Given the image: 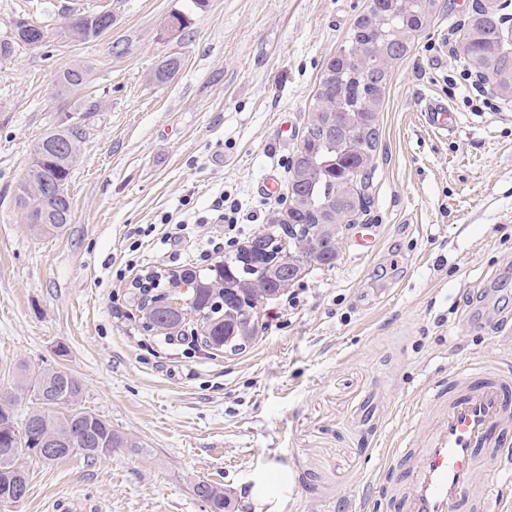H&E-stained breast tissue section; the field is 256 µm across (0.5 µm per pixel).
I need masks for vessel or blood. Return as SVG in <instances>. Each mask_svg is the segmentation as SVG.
<instances>
[{
  "label": "vessel or blood",
  "instance_id": "obj_1",
  "mask_svg": "<svg viewBox=\"0 0 512 512\" xmlns=\"http://www.w3.org/2000/svg\"><path fill=\"white\" fill-rule=\"evenodd\" d=\"M423 117L440 135L457 126L438 100L426 102ZM423 398L437 420L425 438L408 437L394 450L408 463L390 490L396 512H505L488 493L486 464L500 459L512 474V373L470 361Z\"/></svg>",
  "mask_w": 512,
  "mask_h": 512
}]
</instances>
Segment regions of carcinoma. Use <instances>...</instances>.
Listing matches in <instances>:
<instances>
[{"mask_svg": "<svg viewBox=\"0 0 512 512\" xmlns=\"http://www.w3.org/2000/svg\"><path fill=\"white\" fill-rule=\"evenodd\" d=\"M435 0H382L373 10L358 17L351 34L336 56L326 64L320 77L317 102L311 108L298 153L307 154V168L291 170L296 193L288 207V221L268 224L267 240L276 245L284 238L288 253L278 257L272 276L261 281L240 260V254L228 255L205 272L188 269L173 278L189 285L182 295L185 304L174 306L156 302L148 308L149 318L160 329L185 321L187 311L200 316V332L214 350L225 345L250 344L253 315L226 301L232 290L259 281V287L246 291L249 299L259 302L283 288L285 274L305 264L331 265L336 261L339 238L331 213H352L357 192L354 178L376 150L378 128L368 113L378 112L391 61L403 57L394 50L396 44H411L433 14ZM82 23L79 36L63 28L59 36L70 41H91L112 29V15L105 11L78 14ZM13 29L23 30L25 38L45 40L43 27L25 19L17 20ZM463 52L468 64L492 83L504 98H512V57L501 50L494 27L468 28ZM180 69L176 57L165 58L154 71L153 80L165 83ZM85 66L71 65L58 76L63 93L80 89L88 82ZM343 112L342 130L318 137L313 122L324 112ZM78 126L56 127L45 134L36 147L37 161L26 169L14 189V206L27 214L25 224L35 234L65 231L71 223L72 203L67 185L79 160L81 140ZM82 385L64 368L24 369L16 383V393L0 402V503L17 504L27 492V474H17L14 462L21 455L44 458L49 448L59 452L52 461L80 455L86 460L99 458L101 448H128L137 453L140 447L100 416L80 408ZM29 396L38 407L28 413L23 431L15 426L13 406ZM75 435L82 439L76 449H63L60 440ZM194 494L209 504L211 512H226L231 501L224 491L204 480L193 486Z\"/></svg>", "mask_w": 512, "mask_h": 512, "instance_id": "1", "label": "carcinoma"}]
</instances>
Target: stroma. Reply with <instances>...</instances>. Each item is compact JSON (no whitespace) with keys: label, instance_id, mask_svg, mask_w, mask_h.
<instances>
[{"label":"stroma","instance_id":"35a3bbf8","mask_svg":"<svg viewBox=\"0 0 512 512\" xmlns=\"http://www.w3.org/2000/svg\"><path fill=\"white\" fill-rule=\"evenodd\" d=\"M482 3L436 0L390 66L365 210L335 264L259 305L255 340L227 355L194 320L178 336L145 330L132 284L220 262L218 199L241 203L245 242L283 210L322 70L370 0H0V39L20 17L48 34L0 61V394L20 367L68 368L82 408L143 448L25 458L28 492L0 512H210L192 490L201 479L233 512H386L404 466L393 448L434 419L424 388L472 359L512 365V110L462 52ZM67 6L111 11V30L59 40ZM170 55L180 69L156 83ZM73 64L89 80L60 94ZM87 97L99 112H81ZM426 99L457 113L454 133L425 125ZM65 121L87 129L72 220L35 236L13 189ZM362 224L376 227L367 252Z\"/></svg>","mask_w":512,"mask_h":512}]
</instances>
